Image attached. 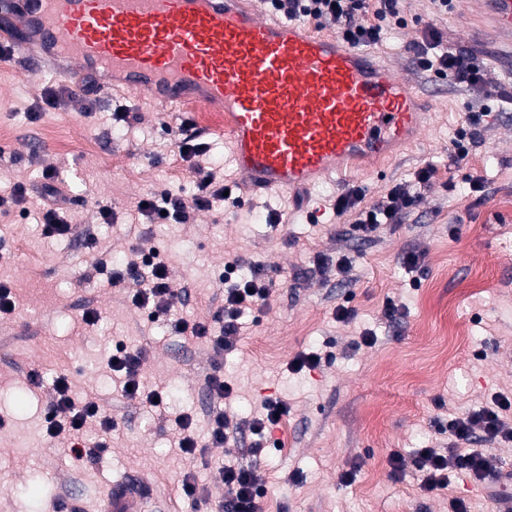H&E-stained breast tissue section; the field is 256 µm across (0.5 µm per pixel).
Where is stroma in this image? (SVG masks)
<instances>
[{
    "label": "stroma",
    "instance_id": "stroma-1",
    "mask_svg": "<svg viewBox=\"0 0 512 512\" xmlns=\"http://www.w3.org/2000/svg\"><path fill=\"white\" fill-rule=\"evenodd\" d=\"M402 15L404 26L374 46L377 60L417 86L448 87L446 95L423 100L428 121L419 142L350 177L326 179L305 198L249 190L240 205L217 203L189 224L157 223L134 208L155 189L195 193L173 131L181 121H196V111L159 112L107 85L90 110L77 102L51 107L44 93L64 84L60 67L31 54L0 62V195L57 168L66 180L67 221L77 229L94 225L97 235L92 249L78 233L44 237L35 199L24 215L0 209V282L17 300L15 312L0 317V512H54L58 503L98 512L113 483L130 472L146 481L148 512H217L224 497L219 470L254 461L246 452L251 434L241 445L209 449L202 462L175 448L176 416L191 415L203 438L209 409L218 404L205 385L206 344L186 342L164 320L133 307L126 289L88 275L99 259L117 262L136 247L166 259L183 291L175 313L189 321L211 318L223 304L218 276L225 263L245 271L260 264L279 280L268 305L245 315L238 348L220 367L234 387L220 403L232 421L256 416L268 397L290 406L273 433L280 447H266L256 460L269 484L262 512H453L456 498L471 512H495L482 485L464 474L447 490L423 494L413 453L444 442L437 416L477 410L495 394L512 393V105L491 100L480 143L452 161L455 133L481 102L452 77L420 69L411 47L433 25L449 47L470 52L504 83L512 81V55L468 7L440 15L430 0H404ZM125 110L139 121H116ZM428 163L438 172L404 223L368 241L350 235L348 217L333 208L338 195L355 187L373 203ZM475 173L487 179L480 195L465 182ZM101 204L111 206V223H99ZM274 212L283 216L276 229L266 222ZM411 251L422 256L412 270L403 263ZM318 253L353 257L350 282L332 271L314 273ZM389 300L402 312L393 325L383 317ZM341 304L353 309L351 320H337ZM87 306L100 311L98 325L82 322ZM367 330L375 334L369 346L360 342ZM109 340L146 349L142 381L168 387V405L143 406L123 395L120 375L105 365ZM318 350L332 353V361L311 372L289 371L295 355ZM33 368L42 372L44 388L29 386ZM60 375L69 378L75 398L96 401L117 425L110 451L95 466L74 459L66 439L45 438L50 386ZM395 452L404 458L400 475L389 465ZM354 464V482L343 484L341 472ZM189 471L207 497L178 496Z\"/></svg>",
    "mask_w": 512,
    "mask_h": 512
}]
</instances>
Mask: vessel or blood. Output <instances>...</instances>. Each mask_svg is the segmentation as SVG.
Segmentation results:
<instances>
[{"mask_svg":"<svg viewBox=\"0 0 512 512\" xmlns=\"http://www.w3.org/2000/svg\"><path fill=\"white\" fill-rule=\"evenodd\" d=\"M512 40V0H476ZM22 4L24 33L3 20ZM0 43L91 71L157 111L224 114L242 186L309 188L414 139L427 115L368 51L260 13L252 0H0ZM141 475L113 485L103 512H144Z\"/></svg>","mask_w":512,"mask_h":512,"instance_id":"1","label":"vessel or blood"}]
</instances>
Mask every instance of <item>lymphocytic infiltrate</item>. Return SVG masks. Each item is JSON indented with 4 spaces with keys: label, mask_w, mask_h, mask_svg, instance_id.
<instances>
[{
    "label": "lymphocytic infiltrate",
    "mask_w": 512,
    "mask_h": 512,
    "mask_svg": "<svg viewBox=\"0 0 512 512\" xmlns=\"http://www.w3.org/2000/svg\"><path fill=\"white\" fill-rule=\"evenodd\" d=\"M264 8L281 14L288 20L307 22L320 28L334 29L340 39L354 48L381 44L389 28L402 25L400 0H261ZM418 65L424 70L441 76L453 77L482 98L500 97L512 101V91L493 85L487 71L467 53L448 48L439 31L426 27L421 42L413 47ZM183 158L192 162L191 169L196 186L193 200H185L181 193L164 188L147 193L139 206L140 214L162 219L173 224L190 223L194 211L208 210L215 203L224 201L225 188L216 173L200 162L209 151L200 132L191 125H180L175 134ZM437 173L435 165L418 169L413 184L398 183L372 205H364L360 190L352 188L337 197L335 207L339 214H352V234L361 240L373 238L385 225L402 223L405 216L419 201L418 188L428 186ZM40 199L41 231L48 238H64L74 232V227L64 219L60 204L65 196L61 189L59 173L48 168L42 174ZM93 273L105 272L102 265L92 267ZM108 273V272H105ZM112 286L122 285L133 279L137 288L130 296L132 305L156 316L171 311L181 296L171 279L167 264L156 253L133 251L123 268L109 272ZM224 284V303L215 312L212 322H188L178 318L171 327L179 335L206 341L213 362H220L225 353L236 349L241 335V320L255 306L267 305L275 281L263 266H253L249 275L239 276L236 264L226 263L221 276ZM145 357L143 349L116 344L109 352L106 365L123 376L128 386L127 397L142 405L153 400H165V388L145 386L140 370ZM290 407L280 399H266L259 416L233 423L223 409H212L209 415L210 430L207 440H200L193 432V419L182 414L176 419L178 448L189 459L204 456L207 449L220 447L231 437L248 432L259 437L271 436L287 417ZM439 433L448 437L446 446L419 449L414 464L421 476V488L428 493L448 488L456 474L468 475L480 483L498 487L500 491L512 489V482L505 480L496 457L489 453L492 445L512 443V396L496 395L491 404L461 415L436 418ZM96 425L100 438L91 441L87 436L88 425ZM116 426L112 418L100 410L95 401L75 402L71 396V383L66 376L56 377L52 398L45 417L47 436L66 437L75 458L85 466H94L101 453L112 446ZM262 446L251 448L254 461L248 465L226 466L219 471L224 485L223 512H261L260 503L267 493V478L258 459Z\"/></svg>",
    "instance_id": "lymphocytic-infiltrate-1"
}]
</instances>
